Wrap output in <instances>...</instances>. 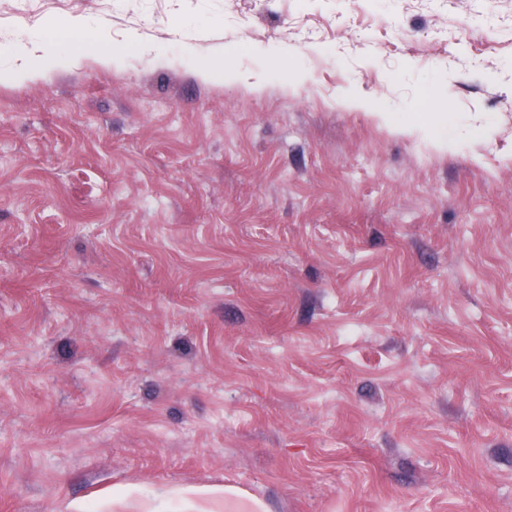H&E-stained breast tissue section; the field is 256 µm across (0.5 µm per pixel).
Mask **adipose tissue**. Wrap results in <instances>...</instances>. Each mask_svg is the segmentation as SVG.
I'll list each match as a JSON object with an SVG mask.
<instances>
[{
  "mask_svg": "<svg viewBox=\"0 0 512 512\" xmlns=\"http://www.w3.org/2000/svg\"><path fill=\"white\" fill-rule=\"evenodd\" d=\"M80 35L82 42L102 44L110 41L109 31L101 25L78 20L63 30L41 28L29 33L26 42L0 48V79L14 80L24 76H38L54 69L61 61L59 41L73 35ZM382 120L397 133H419L435 145L445 147L451 144L448 133V115L433 113L430 120L423 122L419 117L401 119L385 112Z\"/></svg>",
  "mask_w": 512,
  "mask_h": 512,
  "instance_id": "adipose-tissue-1",
  "label": "adipose tissue"
}]
</instances>
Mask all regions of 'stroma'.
<instances>
[{
	"instance_id": "35a3bbf8",
	"label": "stroma",
	"mask_w": 512,
	"mask_h": 512,
	"mask_svg": "<svg viewBox=\"0 0 512 512\" xmlns=\"http://www.w3.org/2000/svg\"><path fill=\"white\" fill-rule=\"evenodd\" d=\"M0 512H512V0H10ZM196 58L230 54L237 82ZM450 103L440 151L380 113ZM80 35L81 41L93 44L111 40L109 31L101 25L84 20L74 21L63 30L41 28L29 33L23 43L0 48V79L15 80L24 76H38L54 69L61 62L58 39Z\"/></svg>"
}]
</instances>
